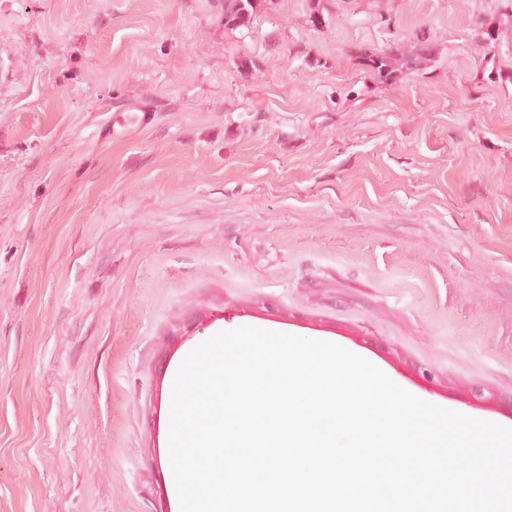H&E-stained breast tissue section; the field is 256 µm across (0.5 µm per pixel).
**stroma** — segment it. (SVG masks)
I'll list each match as a JSON object with an SVG mask.
<instances>
[{
    "instance_id": "stroma-1",
    "label": "stroma",
    "mask_w": 512,
    "mask_h": 512,
    "mask_svg": "<svg viewBox=\"0 0 512 512\" xmlns=\"http://www.w3.org/2000/svg\"><path fill=\"white\" fill-rule=\"evenodd\" d=\"M506 5L0 0V512H176L171 367L247 322L512 423ZM257 0H225L224 24L228 28L243 26L254 12ZM432 50L423 40L415 44H404L382 54L364 53L371 72L381 84L402 81L408 75L419 72L431 60Z\"/></svg>"
}]
</instances>
